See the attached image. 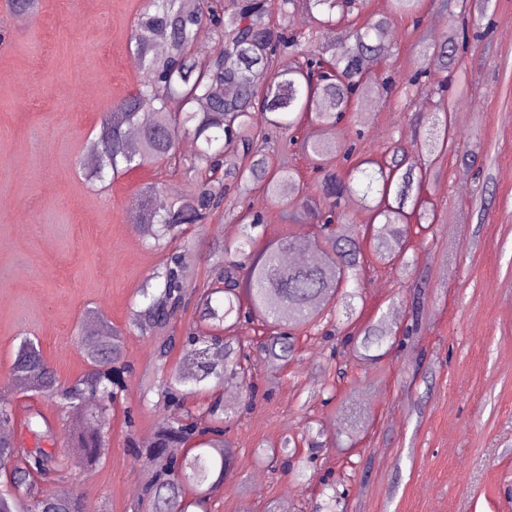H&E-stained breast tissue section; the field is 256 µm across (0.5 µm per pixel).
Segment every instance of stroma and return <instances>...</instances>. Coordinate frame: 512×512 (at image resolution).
Here are the masks:
<instances>
[{
  "label": "stroma",
  "instance_id": "1",
  "mask_svg": "<svg viewBox=\"0 0 512 512\" xmlns=\"http://www.w3.org/2000/svg\"><path fill=\"white\" fill-rule=\"evenodd\" d=\"M143 0H37L18 17L0 0V374L21 337L38 341L59 378L70 381L87 368L77 344L86 310L102 311L124 330L145 276L168 251L148 245L130 213L150 183L181 185L166 165L141 168L113 181L89 182L80 163L105 113L138 89L142 68L132 67L129 39ZM487 37L462 61L466 93L451 95L459 152L428 171L422 189L436 221L411 226L409 269L364 253L363 298L356 324L385 320L401 342L371 363H351L336 380L321 335L300 337L298 354L283 368L269 398L239 414L229 438L234 465L213 495V512H264L269 502L284 512H316L322 479L347 488V512H512V0H493ZM422 22L395 18L387 62L396 76L413 66L420 38L448 31L453 16L441 0H425ZM404 95L385 97L367 83L354 121L336 127L342 148L331 164L342 168L346 145L361 141L374 157L398 145L420 155L421 122L437 116V96L422 94L412 111ZM479 146L481 169L461 162L462 150ZM255 151H280L309 194L318 175L311 160L287 139L260 138ZM244 205L263 215L268 238L294 231L309 235L316 224L303 214L283 218V203L262 188ZM234 216L217 211L206 227H190L179 255H194L189 269L205 287L214 264L210 236L234 237ZM424 289L419 330L411 299ZM124 353L134 372L120 404L107 416L109 450L84 474L76 458L45 482L47 491L83 482L91 512H131L125 408L135 409L136 435L148 438L155 412L141 401L144 376L156 366L152 338L126 333ZM328 443L297 452L312 457L306 480L271 469L255 456L298 438L307 422ZM351 439H341L347 427Z\"/></svg>",
  "mask_w": 512,
  "mask_h": 512
}]
</instances>
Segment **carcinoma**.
Listing matches in <instances>:
<instances>
[{"mask_svg": "<svg viewBox=\"0 0 512 512\" xmlns=\"http://www.w3.org/2000/svg\"><path fill=\"white\" fill-rule=\"evenodd\" d=\"M391 2L395 15L417 18L422 12L423 0ZM359 6L357 0H231L226 7L205 0L202 7L190 8L186 0H145L130 38L145 78L135 93L113 104L87 144L86 177L102 181L110 170L115 180L160 162L208 175L199 186L169 196L162 207L156 204L162 191L142 188L134 223L157 246L178 240L188 225L208 223L226 200V179L236 183L240 196L256 183L274 201L289 197L286 218L297 221L309 199L293 170L269 155L243 165L229 163L226 147L234 145L236 152L248 155L267 126L291 133L303 124L336 126L357 110L365 76L376 78L385 96L403 84L443 101L448 81L433 86L431 80L447 70L457 76L456 93L465 91L466 78L457 75V65L476 38L470 17L460 13L448 33L421 46L413 67L399 80L391 74L377 77L390 51L386 37L391 18L362 21L355 13ZM299 11L310 18L306 30L289 25ZM208 18L224 38L217 59L194 54ZM331 29L340 31L336 42L313 39L315 31ZM262 73L269 81L261 87L257 77ZM450 112L444 109V120L432 124L421 144L428 166L458 149ZM182 137L195 143L187 162L177 154ZM304 149L321 168L323 211L320 236L313 244L323 258L285 263L283 255L307 247V240L294 235L266 239L262 217L244 207H238L235 237L212 241L211 287L197 299L195 325L182 337L180 365L163 385L153 433L140 442L129 432V447L147 466L137 512H209L211 497L235 458L225 438L224 398L217 390L226 384L239 386L245 395L244 412L261 396L252 380L251 341L231 334L241 319L257 324V350L275 370L292 359L296 333L315 330L333 315L353 319L357 293L347 286L360 278L363 247L359 236L340 230L342 201L357 199L368 215L369 248L389 264L404 260L410 224L434 223L435 213L420 204L426 172L403 148L397 146L381 159L358 153L340 172L323 165L336 144L314 139ZM189 287L187 271L173 254L146 276L139 289L141 300L130 308L126 330L156 340L162 368L176 345L169 331L186 311ZM393 340L395 331L380 319L341 343L353 359L367 362L377 359L373 350ZM78 347L87 370L63 384L37 343L25 336L0 380V476L5 477L0 512H89L81 485L56 495L39 492L37 484L70 455L80 457L88 471L101 464L107 443L95 420L120 401L132 367L124 360L123 331L111 327L96 310L85 313ZM17 377L26 380L31 395L59 399L71 409L63 449H58L57 432L44 413L35 408L23 416L16 413L12 380ZM197 396L207 397V403L196 411L188 401ZM293 443L286 437L277 448L257 449V457L265 462L291 457L295 472L303 476L309 461L294 457L289 451ZM175 448L181 452H173Z\"/></svg>", "mask_w": 512, "mask_h": 512, "instance_id": "carcinoma-1", "label": "carcinoma"}]
</instances>
